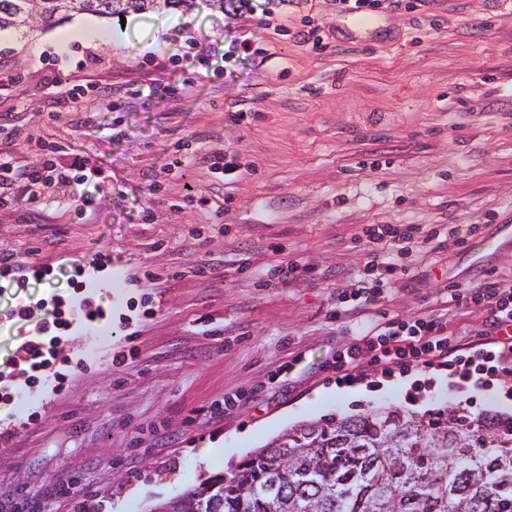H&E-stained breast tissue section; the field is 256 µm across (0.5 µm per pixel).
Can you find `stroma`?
<instances>
[{
	"label": "stroma",
	"mask_w": 512,
	"mask_h": 512,
	"mask_svg": "<svg viewBox=\"0 0 512 512\" xmlns=\"http://www.w3.org/2000/svg\"><path fill=\"white\" fill-rule=\"evenodd\" d=\"M313 12L329 33L320 52L265 28L262 13L242 20L210 0L185 13L131 14L122 24L72 14L108 29V44L59 50L51 25L0 31V68L25 70L0 92V113H13L20 130L0 138V153L30 165L40 159L36 140L61 139L109 182L87 219L54 190L38 208L0 209V252L53 271L0 289V365L18 332L35 334L37 302L67 294L75 260L112 256L99 273L105 287L85 288L104 304L106 323L74 325L59 347L73 371L67 390L19 376L13 402L0 403V433L10 436L0 445V512H109L113 503L120 512H151L217 477L200 457L207 443L221 444L229 470L303 420L380 405L422 413L464 404L447 378L431 373L389 378L364 364L357 385L339 388L323 366L344 340L330 314L365 264L357 238L366 225L441 231L439 247L416 255L382 307L399 317L446 314L460 344L484 317L454 308L441 282L467 287L489 272L512 278V245L500 241L501 225H512V5L449 0L429 13L385 9L359 20L337 17L334 0H315ZM243 25L268 56L238 60L234 82L222 56ZM183 32L195 53L175 64L169 56ZM59 80L91 85L90 110L100 105L95 88H104L117 111L100 112V127L77 128L72 112L54 104ZM248 108L255 119L231 122V112ZM46 112L54 120L43 122ZM225 152L247 165L230 184L201 161ZM175 156L182 166L153 190ZM219 207L215 229L205 213ZM452 224L482 230L463 249L447 232ZM194 228L203 246L187 244ZM272 241L283 255L268 251ZM203 250L223 256L220 273L194 276ZM280 257L316 272L260 279ZM147 269L159 283L144 279ZM20 298L36 307L21 325L8 318ZM134 346L131 364L112 365ZM294 357L289 381L269 384ZM416 385L420 394L405 402ZM234 393L245 396L240 406L205 415ZM193 408L200 415L189 426ZM58 485L65 493H55Z\"/></svg>",
	"instance_id": "35a3bbf8"
}]
</instances>
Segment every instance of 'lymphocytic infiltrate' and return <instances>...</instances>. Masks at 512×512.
Here are the masks:
<instances>
[{
  "label": "lymphocytic infiltrate",
  "instance_id": "lymphocytic-infiltrate-1",
  "mask_svg": "<svg viewBox=\"0 0 512 512\" xmlns=\"http://www.w3.org/2000/svg\"><path fill=\"white\" fill-rule=\"evenodd\" d=\"M40 161L18 166L8 156H0V208L24 203L38 207L44 189L76 186L70 206L77 215L95 207V197L86 187L100 167L71 146L58 142H38ZM436 236L435 230L418 224H370L362 231L366 251L363 271L342 305L332 312L342 326H354L351 341L339 346L325 365L337 385L348 386L358 379L356 370L367 363L384 373L444 370L449 389L476 393L493 381L512 375V279L493 276L470 288L447 284L448 298L455 307L485 312L490 342L461 345L448 329L440 313H420L398 317L380 308L392 283L411 271L414 255L421 253ZM104 320L102 305L83 301L73 305L70 298L54 296L37 328L36 335L23 339L16 347L8 371H0V399L12 400L13 375L40 383L47 369H55L54 392H62L68 382L58 371L59 346L70 331L75 315Z\"/></svg>",
  "mask_w": 512,
  "mask_h": 512
}]
</instances>
